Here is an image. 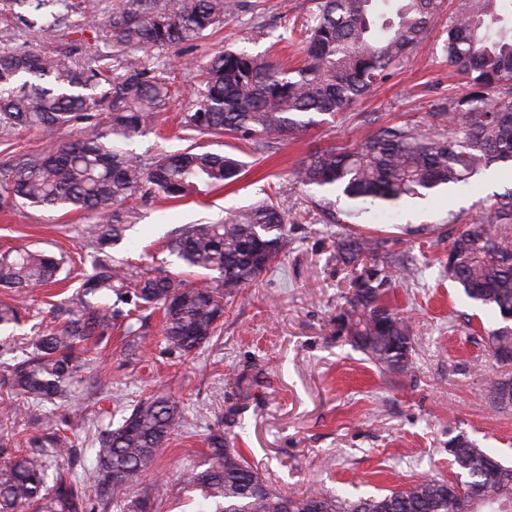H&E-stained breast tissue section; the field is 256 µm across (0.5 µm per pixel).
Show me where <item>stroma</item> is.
Instances as JSON below:
<instances>
[{
	"mask_svg": "<svg viewBox=\"0 0 512 512\" xmlns=\"http://www.w3.org/2000/svg\"><path fill=\"white\" fill-rule=\"evenodd\" d=\"M119 0H67L49 10L27 0L16 14L0 16V49L39 50L76 59L109 53L98 30L82 29L85 15L106 17ZM315 0H240V7L207 36L179 51L151 50L150 61L175 64L177 94L159 133L134 143L152 156L186 143L177 136L176 113L186 111L197 85L196 66L232 48L272 61L298 64L302 46L294 34ZM447 16L432 21L423 42L390 78L344 112L320 116L302 139L243 155L247 167L232 183L179 201L139 199L140 218L111 250L114 260L153 271H182L166 243L183 225L205 224L226 209L254 204L282 183L311 152L329 146H358L386 127L429 128L430 116L447 111L467 95L464 76L448 65L444 51ZM80 131H20L0 140V158L50 149ZM512 189L504 164L480 169L467 187L449 188L428 200L413 199L392 209V221L374 223L372 234L393 239V251L417 268L415 279H396L394 305L412 323L413 365L394 373L376 367L355 350L337 317L348 292V276L336 262L333 242L349 233L346 224H312L304 216L305 194L278 198L288 217V244L281 259L256 284L230 300L219 338L189 356L168 352L161 319L152 315L147 333L129 342L112 333L84 370L64 404H46L16 423V435L41 437L82 416L73 451L84 465L95 462L96 429L121 422L149 396L179 401L192 425L152 467L140 492L151 512H205L199 494L184 491L178 474L203 462L209 429L224 431L251 464L278 490L325 489L355 499L422 477L453 480L449 438L465 434L503 463H512V406L491 401L490 383L508 370L488 349L487 328L496 320L476 311L448 279V242L497 195ZM93 214L76 209L16 205L0 209V251L42 250L78 273L91 270L82 231ZM71 289L36 294L21 323L0 331L24 352L32 336L52 322Z\"/></svg>",
	"mask_w": 512,
	"mask_h": 512,
	"instance_id": "stroma-1",
	"label": "stroma"
}]
</instances>
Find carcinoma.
Returning <instances> with one entry per match:
<instances>
[{"label": "carcinoma", "mask_w": 512, "mask_h": 512, "mask_svg": "<svg viewBox=\"0 0 512 512\" xmlns=\"http://www.w3.org/2000/svg\"><path fill=\"white\" fill-rule=\"evenodd\" d=\"M506 0H457L448 17V65L466 76L471 92L448 106L442 122L421 134L388 127L359 147L311 153L290 186L305 190L307 213L329 224H371L375 211L424 199L461 184L494 162L512 163V28L498 26ZM236 0H123L101 21L112 51L80 63L68 55L0 51V137L18 129L52 131L84 124L77 139L47 152L0 162V208L16 203L78 208L96 215L88 231L92 273L68 300L64 320L36 337L32 350L6 367L0 385L15 402L0 408L29 415L62 399L79 381L88 345L99 346L112 329L140 336L145 313L160 311L168 350L190 355L217 336L228 299L252 286L275 263L287 242L288 218L275 198L225 213L211 224H188L167 250L188 268L215 276L192 282L178 274L130 269L114 263L107 248L121 242L135 212L124 204L138 196L184 199L199 186H222L243 163L203 149L196 135L237 138L268 149L296 139L389 78L423 40L444 0H316L298 30L304 61L294 68L226 49L200 65L195 101L178 122L189 145L145 158L134 139L157 126L171 99V66L149 64L140 53L181 49L232 15ZM108 84L97 96L88 90ZM107 112L96 119L95 110ZM387 241L350 233L337 242L336 261L354 270L338 316L352 345L374 364L405 372L412 364L411 325L387 302L392 273L380 263ZM63 264L41 251L0 253V288L25 297L61 282ZM448 280L478 307L492 313L489 351L512 349L502 333L512 312V191L498 196L481 217L448 246ZM20 324L19 309L0 303V327ZM191 425L178 401L149 396L117 427L97 437L96 463L78 473L74 462L57 467L46 482L48 458L61 454L57 433L27 443L0 432V512H94L96 499L126 502L172 440ZM462 498L448 482L423 477L408 487L357 499L325 490L283 494L255 470L242 449L219 430L205 439L208 462L185 466L183 488L198 491L210 512H512V465L464 435L448 440Z\"/></svg>", "instance_id": "obj_1"}]
</instances>
